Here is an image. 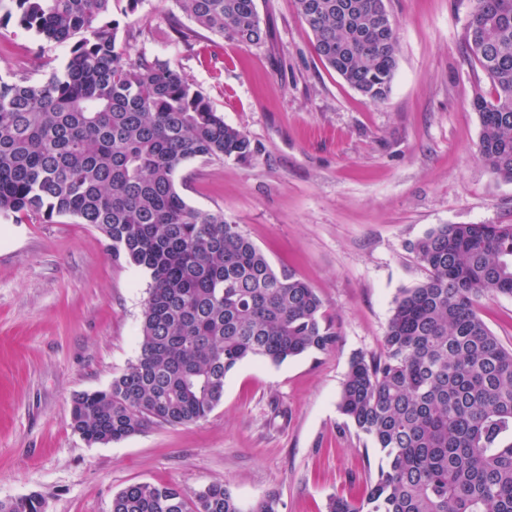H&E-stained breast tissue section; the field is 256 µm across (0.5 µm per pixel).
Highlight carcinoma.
Listing matches in <instances>:
<instances>
[{"instance_id":"obj_1","label":"carcinoma","mask_w":512,"mask_h":512,"mask_svg":"<svg viewBox=\"0 0 512 512\" xmlns=\"http://www.w3.org/2000/svg\"><path fill=\"white\" fill-rule=\"evenodd\" d=\"M7 18L70 45L64 73L39 85L0 81V216H72L109 242L112 259L149 273L135 362L105 390L72 399L71 423L107 444L155 424L196 423L220 404L241 362L274 364L327 352L336 328L306 281L276 271L224 213L189 205L176 186L190 161L249 163L259 149L224 123L169 61L124 60L119 23L99 22L120 0H8ZM199 31L239 46L266 43L256 0H175ZM325 66L374 103L391 90L399 26L385 0H295ZM466 51L493 87L472 101L478 152L512 180V0H474ZM410 250L428 272L393 300L384 352L352 359L340 414L380 453L357 499L327 512H512V348L478 315L488 296H512V224H440ZM275 493L250 512H279ZM0 512H41L36 495ZM111 512H241L223 483L188 495L138 482Z\"/></svg>"}]
</instances>
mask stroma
<instances>
[{
  "label": "stroma",
  "mask_w": 512,
  "mask_h": 512,
  "mask_svg": "<svg viewBox=\"0 0 512 512\" xmlns=\"http://www.w3.org/2000/svg\"><path fill=\"white\" fill-rule=\"evenodd\" d=\"M256 4L271 40L252 47L171 41L174 0L112 16L121 50L170 61L259 146L249 164L188 162L177 187L315 288L335 347L238 365L197 423L88 443L70 425L71 399L107 389L135 361L150 278L113 261L77 218L0 216V501L35 494L44 512H111L113 496L142 481L189 492L221 482L242 512L270 492L281 512L357 496L380 455L344 426L337 397L353 357L382 354L399 290L427 276L409 243L439 224H512V181L477 150L471 102L492 85L466 53L472 0H386L400 53L379 104L318 59L294 0ZM68 57L16 22L0 26V80L44 83ZM478 314L512 348V296L484 298Z\"/></svg>",
  "instance_id": "stroma-1"
}]
</instances>
